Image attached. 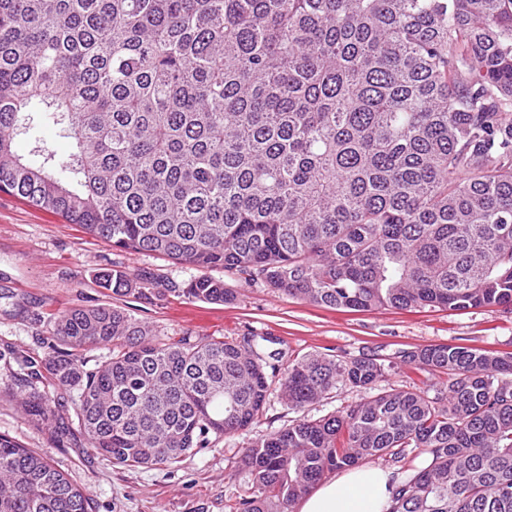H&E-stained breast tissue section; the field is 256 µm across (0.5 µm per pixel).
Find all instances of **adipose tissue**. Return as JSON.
Returning a JSON list of instances; mask_svg holds the SVG:
<instances>
[{
  "mask_svg": "<svg viewBox=\"0 0 512 512\" xmlns=\"http://www.w3.org/2000/svg\"><path fill=\"white\" fill-rule=\"evenodd\" d=\"M395 485L392 471L353 468L315 487L299 500L297 512H388Z\"/></svg>",
  "mask_w": 512,
  "mask_h": 512,
  "instance_id": "adipose-tissue-1",
  "label": "adipose tissue"
}]
</instances>
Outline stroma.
<instances>
[{
    "label": "stroma",
    "instance_id": "1",
    "mask_svg": "<svg viewBox=\"0 0 512 512\" xmlns=\"http://www.w3.org/2000/svg\"><path fill=\"white\" fill-rule=\"evenodd\" d=\"M110 269L152 273L180 284L198 274L155 253L113 249L78 225L0 192V434L44 453L73 484L86 487L94 512H229L249 481L240 458L251 442L293 421L338 413L366 392L340 387L302 409L274 392L251 427L212 437L209 447L193 449L177 465L118 467L88 451L78 431L55 440L17 406L16 383L25 373L20 359L43 356L49 313L110 306L149 325L161 342L186 334L231 341L249 333L261 338L262 349L279 350L290 359L315 353L341 359L374 355L392 364L386 386L431 396L447 390V374L396 363L398 351L449 343L512 353V306L333 309L221 269L211 275L234 290L231 303L171 297L150 304L100 287L99 273Z\"/></svg>",
    "mask_w": 512,
    "mask_h": 512
}]
</instances>
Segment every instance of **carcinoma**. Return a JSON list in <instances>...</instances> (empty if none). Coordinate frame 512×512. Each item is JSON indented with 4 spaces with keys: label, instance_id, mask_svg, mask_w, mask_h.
Instances as JSON below:
<instances>
[{
    "label": "carcinoma",
    "instance_id": "carcinoma-1",
    "mask_svg": "<svg viewBox=\"0 0 512 512\" xmlns=\"http://www.w3.org/2000/svg\"><path fill=\"white\" fill-rule=\"evenodd\" d=\"M73 140L16 139L35 115ZM0 192L128 253L223 269L329 308L512 305V0H0ZM114 295L223 304L184 283L105 271ZM21 412L59 438L77 392L87 447L171 466L209 436L339 386L374 394L257 438L230 512H293L332 471L415 451L389 512H512V354L400 352L445 370L434 397L378 388L374 355L288 364L256 339L158 342L112 307L46 324ZM112 356L93 371L81 356ZM0 512H93L87 490L0 434Z\"/></svg>",
    "mask_w": 512,
    "mask_h": 512
}]
</instances>
